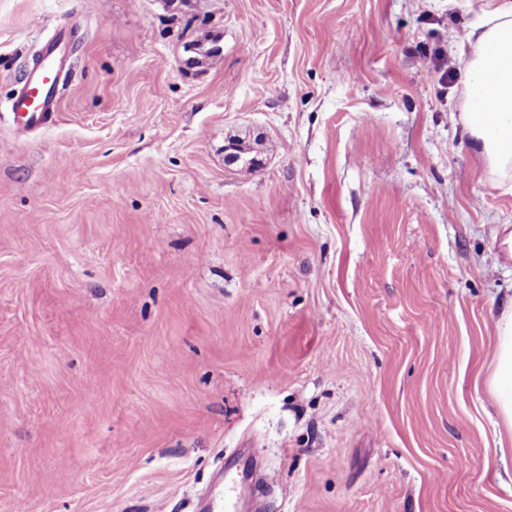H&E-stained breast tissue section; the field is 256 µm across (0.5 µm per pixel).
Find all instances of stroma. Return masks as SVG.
<instances>
[{
	"instance_id": "35a3bbf8",
	"label": "stroma",
	"mask_w": 512,
	"mask_h": 512,
	"mask_svg": "<svg viewBox=\"0 0 512 512\" xmlns=\"http://www.w3.org/2000/svg\"><path fill=\"white\" fill-rule=\"evenodd\" d=\"M477 18L0 0V512H512L475 385L512 305V187L462 120ZM65 24L58 120L17 143Z\"/></svg>"
}]
</instances>
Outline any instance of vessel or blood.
Masks as SVG:
<instances>
[{
    "instance_id": "vessel-or-blood-1",
    "label": "vessel or blood",
    "mask_w": 512,
    "mask_h": 512,
    "mask_svg": "<svg viewBox=\"0 0 512 512\" xmlns=\"http://www.w3.org/2000/svg\"><path fill=\"white\" fill-rule=\"evenodd\" d=\"M70 29L62 27L41 47L28 78L11 103L13 124L21 136L51 127L58 116L57 84L66 67Z\"/></svg>"
}]
</instances>
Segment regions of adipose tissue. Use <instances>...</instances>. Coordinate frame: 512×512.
Here are the masks:
<instances>
[{
  "mask_svg": "<svg viewBox=\"0 0 512 512\" xmlns=\"http://www.w3.org/2000/svg\"><path fill=\"white\" fill-rule=\"evenodd\" d=\"M469 105L465 127L486 165L512 177V0H490L458 42ZM484 384L512 436V309L496 322L493 368Z\"/></svg>",
  "mask_w": 512,
  "mask_h": 512,
  "instance_id": "obj_1",
  "label": "adipose tissue"
}]
</instances>
